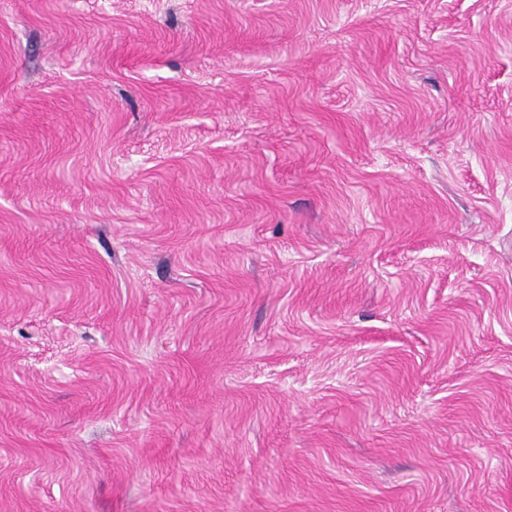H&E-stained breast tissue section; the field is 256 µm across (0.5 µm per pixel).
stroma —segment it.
I'll list each match as a JSON object with an SVG mask.
<instances>
[{"instance_id":"1","label":"stroma","mask_w":512,"mask_h":512,"mask_svg":"<svg viewBox=\"0 0 512 512\" xmlns=\"http://www.w3.org/2000/svg\"><path fill=\"white\" fill-rule=\"evenodd\" d=\"M0 512H512V0H0Z\"/></svg>"}]
</instances>
